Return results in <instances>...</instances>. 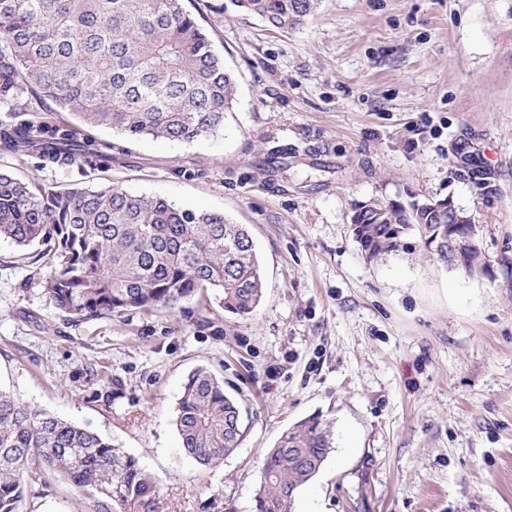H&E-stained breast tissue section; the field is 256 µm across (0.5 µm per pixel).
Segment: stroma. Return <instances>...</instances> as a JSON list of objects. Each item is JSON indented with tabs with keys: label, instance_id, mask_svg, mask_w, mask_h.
Returning <instances> with one entry per match:
<instances>
[{
	"label": "stroma",
	"instance_id": "35a3bbf8",
	"mask_svg": "<svg viewBox=\"0 0 512 512\" xmlns=\"http://www.w3.org/2000/svg\"><path fill=\"white\" fill-rule=\"evenodd\" d=\"M237 80L216 135L131 141L109 170L0 149L33 193L121 186L247 225L257 310L209 291L175 310L72 322L43 290L41 245L0 240V389L136 456L168 512H252L264 457L316 417L334 449L293 512H512V0H319L285 31L232 0H184ZM288 152L287 174L265 164ZM179 167L191 176L176 175ZM449 198L480 227L488 274L423 246L371 263L356 203ZM205 367L240 403L241 445L205 468L176 427ZM25 512H87L68 482Z\"/></svg>",
	"mask_w": 512,
	"mask_h": 512
}]
</instances>
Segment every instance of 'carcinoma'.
<instances>
[{"instance_id": "1", "label": "carcinoma", "mask_w": 512, "mask_h": 512, "mask_svg": "<svg viewBox=\"0 0 512 512\" xmlns=\"http://www.w3.org/2000/svg\"><path fill=\"white\" fill-rule=\"evenodd\" d=\"M269 27L288 30L317 0H235ZM34 90L78 124L0 120V147L43 166L110 169L123 148L77 125L128 139L190 143L224 127L237 85L182 0H0V103ZM440 201L400 206L371 199L354 208L353 234L366 260L412 254L416 237L442 264L448 237ZM0 238L25 250L47 246L43 281L55 307L78 322L131 310H173L208 290L224 311L252 314L264 273L243 224L118 186L51 187L36 197L0 169ZM177 429L184 452L210 468L240 445V409L205 368L188 377ZM333 449L313 417L282 433L264 458L254 512H292ZM67 479L88 512H164L160 488L136 457L98 434L0 390V512H24L26 482L43 471Z\"/></svg>"}]
</instances>
